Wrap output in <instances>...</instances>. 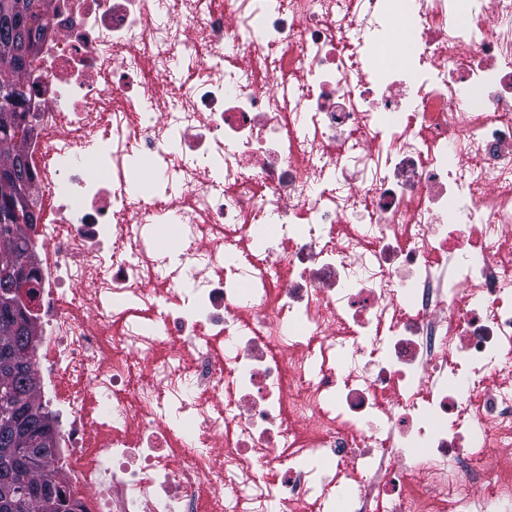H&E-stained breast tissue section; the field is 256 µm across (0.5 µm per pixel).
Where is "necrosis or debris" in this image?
I'll list each match as a JSON object with an SVG mask.
<instances>
[{"label":"necrosis or debris","mask_w":512,"mask_h":512,"mask_svg":"<svg viewBox=\"0 0 512 512\" xmlns=\"http://www.w3.org/2000/svg\"><path fill=\"white\" fill-rule=\"evenodd\" d=\"M160 2L53 0L22 76L51 472L87 512H512V0ZM135 153L181 160L176 254Z\"/></svg>","instance_id":"obj_1"}]
</instances>
